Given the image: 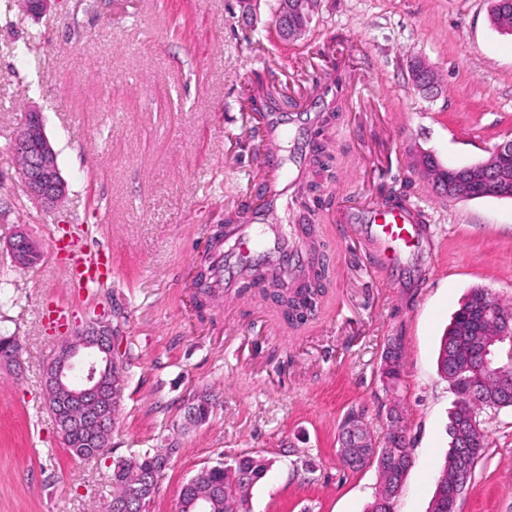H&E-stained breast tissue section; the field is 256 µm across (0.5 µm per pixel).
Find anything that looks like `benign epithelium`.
I'll return each instance as SVG.
<instances>
[{
    "label": "benign epithelium",
    "mask_w": 512,
    "mask_h": 512,
    "mask_svg": "<svg viewBox=\"0 0 512 512\" xmlns=\"http://www.w3.org/2000/svg\"><path fill=\"white\" fill-rule=\"evenodd\" d=\"M294 17L301 20L298 34H303L312 22L318 9L311 0H292L290 5ZM11 151L24 159L22 175L27 184L30 199L43 207L58 205L67 195L68 185L57 164V153L46 133L44 114L36 107L27 109L19 123L17 133L11 143ZM431 156L419 160L425 173L437 178L445 195L469 199L488 195L512 197V140L493 149L490 157L481 163L467 167V172L456 173L434 168ZM8 250L13 262L21 267L37 264L41 251L28 235L19 231L9 243ZM292 285L284 288L275 285L269 293L283 294L282 304L288 306L291 315L298 319L308 311L316 310L321 301L319 282H311V294L305 309L298 308L295 290ZM503 328L499 332L487 333L488 339L480 352L482 366L470 369L467 377L469 387L457 392L458 399L470 397L480 382L490 376L501 389L502 394L512 392V369L492 367L488 355L492 349L507 353L512 357V319L499 314ZM77 343H66L55 353L45 372V399L55 422L57 432L65 436L72 429L84 431L91 447L92 457H99L105 447L112 427V418L120 405L121 375L112 374V383H106L107 370L116 365L114 356V336L106 321L100 319L76 332ZM403 347L399 337L387 340L382 349L381 370L385 387L391 386L388 371L392 365L402 360ZM387 432L381 440L365 439L361 448H342L351 459V464L360 469L375 463H382L388 457L387 448L400 441L403 426L396 407L387 413Z\"/></svg>",
    "instance_id": "7a95c632"
}]
</instances>
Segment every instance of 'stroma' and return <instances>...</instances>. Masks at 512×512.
Returning <instances> with one entry per match:
<instances>
[{
	"label": "stroma",
	"mask_w": 512,
	"mask_h": 512,
	"mask_svg": "<svg viewBox=\"0 0 512 512\" xmlns=\"http://www.w3.org/2000/svg\"><path fill=\"white\" fill-rule=\"evenodd\" d=\"M276 6L261 0L247 25L237 0H53L37 18L0 0V335L21 346L19 367H0V512H102L114 461L152 448L173 454L148 512H178L190 477L242 454L272 463L250 512H364L378 472L341 466L339 423L359 407L383 436L393 403L413 457L395 512H427L453 401L439 340L470 288L512 301V198L437 195L415 162L478 163L512 139V35L493 25L489 0H321L286 44ZM417 58L432 91L411 80ZM255 72L297 105L316 83L344 84L322 138L330 169H308L328 285L298 325L258 291L206 299L196 286L215 233L258 191L263 148L243 104ZM31 105L69 187L51 209L29 200L11 152ZM398 197L427 220L416 250L392 263L336 204ZM77 227L110 251L104 285L79 295L53 246ZM20 230L43 253L27 268L7 250ZM55 308L69 329L101 318L117 338L121 405L96 459L69 452L44 404ZM391 336L404 364L389 393L378 369ZM481 420L486 452L455 512H512V408Z\"/></svg>",
	"instance_id": "stroma-1"
}]
</instances>
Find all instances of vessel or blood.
<instances>
[{"label": "vessel or blood", "instance_id": "vessel-or-blood-1", "mask_svg": "<svg viewBox=\"0 0 512 512\" xmlns=\"http://www.w3.org/2000/svg\"><path fill=\"white\" fill-rule=\"evenodd\" d=\"M314 118L311 112L260 113L255 131L267 150L261 173L264 188L247 221L224 230L223 248L213 264L215 287L240 288L257 268L267 265L293 275L305 271L308 258L304 248L288 234L285 225L272 223L271 218L288 205L289 175L298 172L309 158ZM339 216L363 223L367 237L378 247L393 243L408 252L418 243L421 210L411 203L402 201L391 207L344 205ZM102 256L99 250L89 254L73 249L68 279L74 292L99 284Z\"/></svg>", "mask_w": 512, "mask_h": 512}]
</instances>
